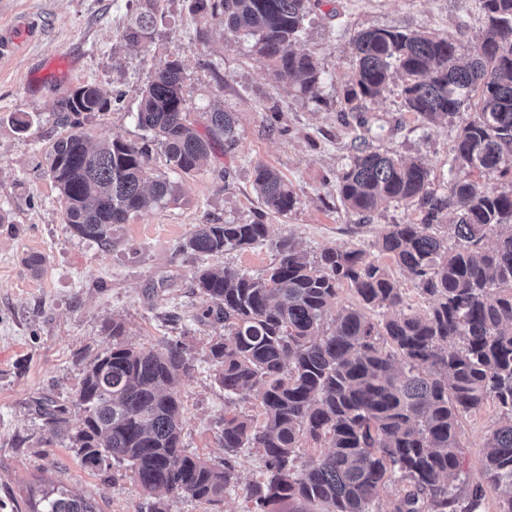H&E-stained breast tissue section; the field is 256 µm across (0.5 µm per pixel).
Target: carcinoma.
Listing matches in <instances>:
<instances>
[{"label": "carcinoma", "instance_id": "cac0c4a2", "mask_svg": "<svg viewBox=\"0 0 512 512\" xmlns=\"http://www.w3.org/2000/svg\"><path fill=\"white\" fill-rule=\"evenodd\" d=\"M125 32L145 46L159 0H136ZM311 0H196L223 40L254 38L255 53L279 82L316 97L313 54L296 48ZM482 38L370 29L354 38L356 64L344 92L347 124L371 130L365 102L401 81L403 104L426 125H456L446 191L430 169L380 153L361 141L337 177L345 206L364 219L394 202L416 206L417 221L382 225L375 246L406 270L430 303L410 311L401 288L363 249L326 247L310 257L290 238L275 243L263 274L199 270L202 317L224 324L207 343L224 394L257 393L259 416L224 414V459L208 460L183 446L181 381L191 369L180 342L135 347L119 341L83 370L75 404L83 417L67 428V409L38 402L52 434L65 433L85 469L119 464L122 476L167 512L184 497L218 505L239 484L236 456L256 448L263 479L244 487L249 512H373L381 492L402 482L393 512H477L481 493L462 501L459 419L492 399L507 422L485 437L486 480L502 489L499 512H512V0H481ZM109 98L93 86L60 102L68 131L49 150L50 178L63 221L102 246L112 226L178 201L177 183L154 175L149 151L115 136L94 141L78 116L103 112ZM474 107L456 123L461 109ZM138 126L166 165L201 169L220 148H236L233 114L206 113L204 130L190 118L182 63L166 60L141 92ZM497 172L509 189L480 183ZM265 209L280 216L301 200L276 169L253 168ZM268 225L198 224L183 248L199 255L244 250L266 241ZM493 238V245L486 240ZM353 301L338 305L339 291ZM329 450L298 465L303 440ZM29 512H99L94 498L38 479L26 486Z\"/></svg>", "mask_w": 512, "mask_h": 512}]
</instances>
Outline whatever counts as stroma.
I'll use <instances>...</instances> for the list:
<instances>
[{"label": "stroma", "mask_w": 512, "mask_h": 512, "mask_svg": "<svg viewBox=\"0 0 512 512\" xmlns=\"http://www.w3.org/2000/svg\"><path fill=\"white\" fill-rule=\"evenodd\" d=\"M136 7L135 0H0V24L25 15L36 28L30 42L0 58V211L8 218L0 224V512H26L25 486L43 470L68 489L93 495L101 512H149L147 497L131 480L113 479L106 468H82L66 438L46 444V421L35 410L40 400L65 405L70 425L78 424L74 400L82 371L111 348L116 321L127 343L180 340L191 347L193 366L181 384L183 443L188 452L223 459L225 412L259 414V400L227 399L215 377L204 350L223 328L201 316L195 271L228 267L260 275L284 237L311 256L333 245L368 250L382 225L416 219L415 206L394 203L363 225L336 194V176L360 134L339 119L338 101L355 64L352 38L395 28L449 34L469 44L486 26L480 0H318L297 44L316 56L322 71L310 98L275 80L251 38L221 40L195 0H160L148 46L129 44L124 32ZM63 55L74 63L71 73L34 81ZM171 55L183 65L192 119L221 104L236 119L237 148L213 155L189 176L171 171L151 150L154 174L178 183V203L114 225L107 248L76 236L63 222L48 173L49 148L64 133L60 100L81 85L120 94L105 111L84 116V131L98 140L118 136L146 144L133 114L142 89ZM367 107L379 129L374 145L421 160L435 188L444 190L455 127H422L396 86ZM273 111L281 114L282 131L268 125ZM24 112L31 125L22 131L16 120ZM259 162L284 175L301 198L299 208L266 216L264 244L212 256L183 250L196 225L247 224L257 217L262 206L252 181ZM500 424L501 411L491 401L460 419L458 485L465 498L481 490L480 512H499L500 493L484 477L481 443Z\"/></svg>", "instance_id": "stroma-1"}]
</instances>
